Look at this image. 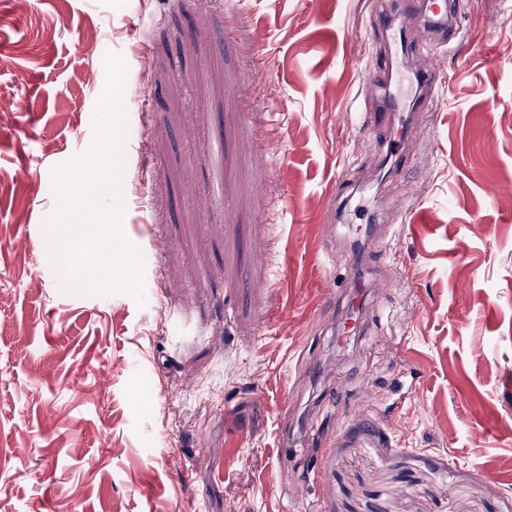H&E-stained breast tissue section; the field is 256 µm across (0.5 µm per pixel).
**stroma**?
<instances>
[{"label": "stroma", "mask_w": 512, "mask_h": 512, "mask_svg": "<svg viewBox=\"0 0 512 512\" xmlns=\"http://www.w3.org/2000/svg\"><path fill=\"white\" fill-rule=\"evenodd\" d=\"M391 8L0 0V512H512V0H458L446 95L403 92L364 187ZM109 51L141 308L61 292L42 230ZM392 69L391 65L390 70L380 68L370 71L366 86L372 97L377 101L373 109V112H377L375 114L377 119L372 126L373 136H383L385 141L397 144L394 146L395 155L402 159V146L407 139V129L404 117L397 115V112H400L401 109L400 104L389 89L393 76ZM377 90H382V92L378 94ZM395 134H399L398 140L392 138Z\"/></svg>", "instance_id": "stroma-1"}]
</instances>
